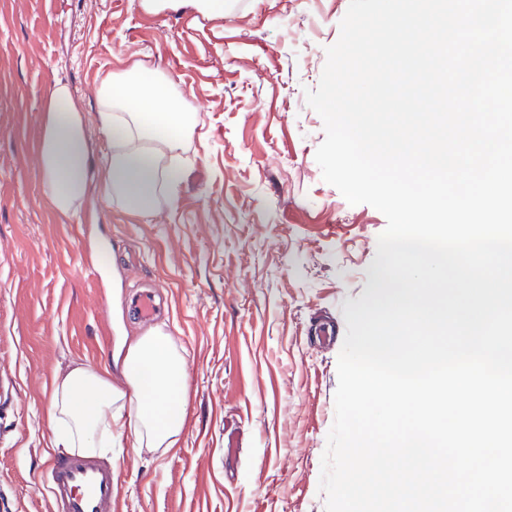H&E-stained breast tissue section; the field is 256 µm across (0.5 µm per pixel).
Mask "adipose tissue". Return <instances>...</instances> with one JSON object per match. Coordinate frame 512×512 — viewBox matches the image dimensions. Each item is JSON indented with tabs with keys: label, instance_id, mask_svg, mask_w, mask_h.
Here are the masks:
<instances>
[{
	"label": "adipose tissue",
	"instance_id": "obj_1",
	"mask_svg": "<svg viewBox=\"0 0 512 512\" xmlns=\"http://www.w3.org/2000/svg\"><path fill=\"white\" fill-rule=\"evenodd\" d=\"M96 122L106 137L98 162L69 86L53 85L44 103L39 161L54 208L78 215L97 186L133 212L153 213L161 194L176 190L180 153L195 129L175 83L137 64L108 76L98 88ZM121 376L117 383L107 369L84 364L56 372L54 447L93 456L110 450L116 434L136 448L177 447L185 424L186 360L163 328L149 330L127 349Z\"/></svg>",
	"mask_w": 512,
	"mask_h": 512
}]
</instances>
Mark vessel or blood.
Wrapping results in <instances>:
<instances>
[{
  "label": "vessel or blood",
  "mask_w": 512,
  "mask_h": 512,
  "mask_svg": "<svg viewBox=\"0 0 512 512\" xmlns=\"http://www.w3.org/2000/svg\"><path fill=\"white\" fill-rule=\"evenodd\" d=\"M50 494L51 512H112V471L81 457L54 463Z\"/></svg>",
  "instance_id": "vessel-or-blood-1"
}]
</instances>
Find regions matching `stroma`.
I'll list each match as a JSON object with an SVG mask.
<instances>
[{
  "label": "stroma",
  "mask_w": 512,
  "mask_h": 512,
  "mask_svg": "<svg viewBox=\"0 0 512 512\" xmlns=\"http://www.w3.org/2000/svg\"><path fill=\"white\" fill-rule=\"evenodd\" d=\"M348 5L0 0V512H49L66 456L51 447L54 372L111 362L154 326L186 359V424L169 452L101 455L113 512H325L342 345L313 331L345 328L387 226L315 159L324 124L305 92ZM136 63L172 77L196 116L177 204L140 215L95 187L67 219L42 186L44 99L63 80L94 123L101 82ZM156 284L162 313L136 319L131 297Z\"/></svg>",
  "instance_id": "1"
}]
</instances>
